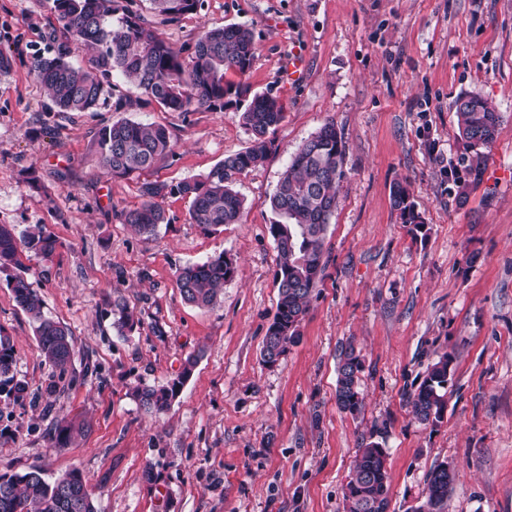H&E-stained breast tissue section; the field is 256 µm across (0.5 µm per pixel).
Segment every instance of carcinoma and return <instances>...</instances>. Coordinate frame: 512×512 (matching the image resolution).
<instances>
[{
    "label": "carcinoma",
    "instance_id": "carcinoma-1",
    "mask_svg": "<svg viewBox=\"0 0 512 512\" xmlns=\"http://www.w3.org/2000/svg\"><path fill=\"white\" fill-rule=\"evenodd\" d=\"M66 42L56 55L38 56L33 73L46 90L52 108L61 113L86 112L96 106L105 92V82L121 75L137 87L149 102L166 112H222L229 106L247 105L239 120L250 134L243 150L224 157L207 172L175 184L145 180L139 207L119 214L122 223L140 235L151 236L166 215L158 199L179 195L189 200V219L216 231L241 220L244 199L234 189L236 176L263 164L274 145L271 138L284 120L282 101L270 94L251 93L243 81L226 79L231 72L244 77L252 67L257 46L253 32L242 25L227 24L204 29L191 55L183 56L162 38L148 21L127 5L128 0H50ZM154 12L165 22H177L198 12L202 0H152ZM92 51L87 64L69 59L68 43ZM461 137L472 148L487 147L496 139L500 115L485 99L465 95L456 102ZM176 142L168 129L121 118L104 125L97 134L96 151L102 173L128 177L151 170L160 160L175 154ZM345 145L332 121L326 122L291 156L281 173L270 208L276 219L268 225L277 252L279 303L261 350L264 363L282 357L299 338V327L309 310L314 288L327 268L326 231L336 212L343 169ZM406 185L391 189L393 206L402 223L420 232L421 214L409 200ZM56 239L37 227L16 233L0 224V270L11 269L8 287L15 301L30 314L34 333L45 358L64 369L70 363L74 345L69 330L46 316L42 302L27 277L24 260L30 254L52 256ZM237 271L234 257L221 253L202 263L184 267L176 282L183 299L197 307H210L223 292L224 283ZM113 325L118 332L132 331L134 313L125 303L113 305ZM15 362L10 338L0 334V394L23 398L25 388L14 380ZM453 356L444 353L427 368L416 390L409 394L416 418L432 426L441 422L446 408V387ZM197 359L189 357L171 383L160 388L139 387L136 396L149 413L166 410L191 376ZM362 362L353 347L341 352L336 384V406L351 415L363 407L359 389ZM84 425L62 420L55 426L53 441L58 447L82 433ZM455 474L448 464L435 466L426 479V496L413 512H444ZM346 512H389L390 483L388 453L378 442L358 450L352 477L347 484ZM0 512H97L82 471L73 467L47 481L39 468L0 475Z\"/></svg>",
    "mask_w": 512,
    "mask_h": 512
}]
</instances>
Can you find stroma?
I'll return each mask as SVG.
<instances>
[{
  "label": "stroma",
  "instance_id": "stroma-1",
  "mask_svg": "<svg viewBox=\"0 0 512 512\" xmlns=\"http://www.w3.org/2000/svg\"><path fill=\"white\" fill-rule=\"evenodd\" d=\"M131 7L179 47L205 27L251 28L258 50L245 81L279 97L285 119L265 163L236 180L240 223L205 230L190 223L188 199L168 196L166 223L137 235L119 214L140 205L142 179L102 174L99 128L120 116L167 126L176 154L146 179L174 184L246 147L235 108L165 112L119 79L93 111L51 110L32 71L54 46L48 0H0L11 58L0 71V224H41L57 239L52 257L27 264L75 347L65 370L49 365L0 270V333L26 386L23 399H0V474L37 467L52 479L79 467L97 512H345L358 450L377 442L389 512L421 505L442 462L458 471L445 512H512V0H203L174 23L150 0ZM294 53L303 67L288 85L282 62ZM467 93L501 115L495 141L477 150L457 126ZM329 120L346 156L328 266L298 341L271 367L261 358L279 300L269 199ZM398 182L422 232L392 204ZM223 252L238 265L223 296L187 303L179 270ZM117 299L139 320L125 334L113 326ZM350 344L363 364L355 416L335 401ZM447 352V408L431 426L408 395ZM190 356L178 397L147 413L135 388L167 385ZM73 417L89 430L55 447L51 428Z\"/></svg>",
  "mask_w": 512,
  "mask_h": 512
}]
</instances>
